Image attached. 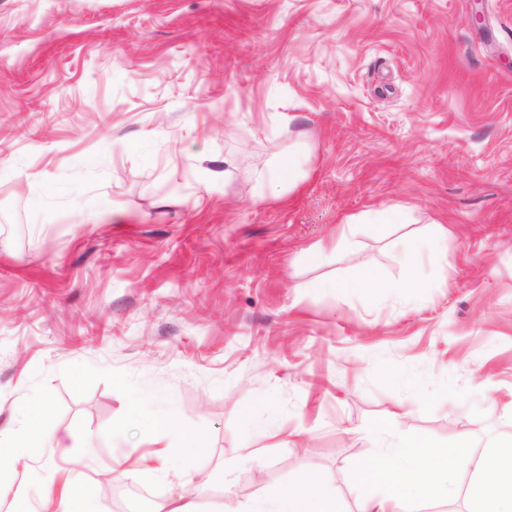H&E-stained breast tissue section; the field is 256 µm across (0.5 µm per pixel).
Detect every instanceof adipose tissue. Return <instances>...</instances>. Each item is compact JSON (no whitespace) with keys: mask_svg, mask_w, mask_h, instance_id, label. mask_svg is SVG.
Segmentation results:
<instances>
[{"mask_svg":"<svg viewBox=\"0 0 512 512\" xmlns=\"http://www.w3.org/2000/svg\"><path fill=\"white\" fill-rule=\"evenodd\" d=\"M397 262L412 273L403 286L410 295H418L424 286L421 274L424 253L439 256L448 253V229L437 227L426 239L410 235L398 237L394 243ZM51 406L46 399L31 403L24 416L23 429L0 426V472L27 466L33 459L35 445L46 448H88L94 438L88 434H60L47 426ZM46 498L58 500L60 512H100L88 488L75 484L72 477L62 483H50ZM248 512H336V494L327 480L313 472L300 480L281 487L272 497L257 500Z\"/></svg>","mask_w":512,"mask_h":512,"instance_id":"adipose-tissue-1","label":"adipose tissue"}]
</instances>
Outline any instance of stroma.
<instances>
[{
	"label": "stroma",
	"mask_w": 512,
	"mask_h": 512,
	"mask_svg": "<svg viewBox=\"0 0 512 512\" xmlns=\"http://www.w3.org/2000/svg\"><path fill=\"white\" fill-rule=\"evenodd\" d=\"M292 153L297 185L257 200ZM438 224L409 296L393 242ZM363 265L389 289L314 287ZM42 397L96 443L8 472L34 512L66 470L117 512L104 477L156 448L134 400L180 420L170 463L196 434L202 512L311 468L358 512L376 420L512 438V0H0V424ZM123 480L137 512L174 489ZM405 207L403 205L395 204L385 208L384 210L373 214L371 217L347 216L340 224L336 226V239L334 243V250L344 246L349 239L352 224H359L360 221L370 220L369 224H401Z\"/></svg>",
	"instance_id": "obj_1"
}]
</instances>
